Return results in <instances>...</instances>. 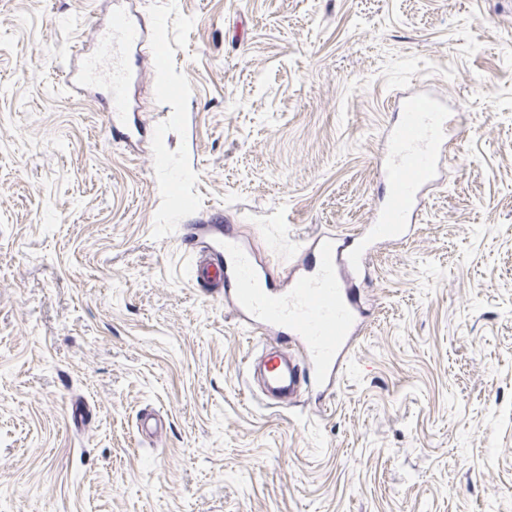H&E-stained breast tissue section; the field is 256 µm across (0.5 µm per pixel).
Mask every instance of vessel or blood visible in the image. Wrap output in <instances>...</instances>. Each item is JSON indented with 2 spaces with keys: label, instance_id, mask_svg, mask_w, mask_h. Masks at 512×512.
I'll return each instance as SVG.
<instances>
[{
  "label": "vessel or blood",
  "instance_id": "1",
  "mask_svg": "<svg viewBox=\"0 0 512 512\" xmlns=\"http://www.w3.org/2000/svg\"><path fill=\"white\" fill-rule=\"evenodd\" d=\"M164 28L160 19L146 27L126 0H114L93 49L76 48L70 54L63 69L65 85L102 90L113 137L133 134L128 123L131 89L147 76L139 47L150 31ZM453 122L433 97H405L386 137L383 175L388 194L373 224L358 234L323 233L305 241L284 285L268 282L265 265L233 226L220 231L209 224L187 225L186 243L207 241L194 254V283L205 296L223 299L240 332L256 337L263 347L265 405H292L305 387L334 393L339 368L362 335V302L355 282L366 273L377 245L406 232L435 176ZM283 342L293 345V353L280 352Z\"/></svg>",
  "mask_w": 512,
  "mask_h": 512
}]
</instances>
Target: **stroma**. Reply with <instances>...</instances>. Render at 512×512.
I'll list each match as a JSON object with an SVG mask.
<instances>
[{
  "label": "stroma",
  "instance_id": "obj_1",
  "mask_svg": "<svg viewBox=\"0 0 512 512\" xmlns=\"http://www.w3.org/2000/svg\"><path fill=\"white\" fill-rule=\"evenodd\" d=\"M133 7L166 23L142 53L170 86L136 87L137 146L59 79L110 0H0V512H512V0ZM412 89L466 122L372 259L337 391L247 399L254 342L183 225H238L285 280L370 223Z\"/></svg>",
  "mask_w": 512,
  "mask_h": 512
}]
</instances>
